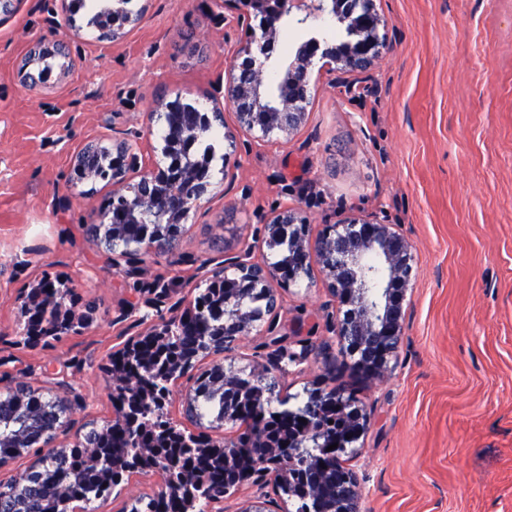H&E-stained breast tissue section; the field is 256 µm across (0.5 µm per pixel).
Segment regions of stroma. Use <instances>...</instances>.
Here are the masks:
<instances>
[{"label":"stroma","mask_w":512,"mask_h":512,"mask_svg":"<svg viewBox=\"0 0 512 512\" xmlns=\"http://www.w3.org/2000/svg\"><path fill=\"white\" fill-rule=\"evenodd\" d=\"M141 22L99 38L66 0H19L0 21V379L50 368L84 405L74 429L112 416L100 363L130 333L127 300L156 280L186 292L199 266L244 250L267 261L263 225L299 209L313 232L356 217L396 225L414 247L404 335L384 380L346 358L329 327L333 310L319 269L283 289L280 333L298 361L280 377L283 408L327 386L353 388L371 423L356 469L363 512H512V0H375L388 53L364 72L312 67V103L294 135L262 142L239 133L236 151L211 139L214 188L172 251L140 273L113 269L87 226L112 182L72 185V158L113 132L152 127L158 97L210 107L248 25L222 0H136ZM64 42L43 87L19 71L36 43ZM232 157L233 188L224 182ZM69 280L98 307L77 336L35 350L19 345L17 298L41 273ZM160 479L134 476L95 512H130Z\"/></svg>","instance_id":"1"}]
</instances>
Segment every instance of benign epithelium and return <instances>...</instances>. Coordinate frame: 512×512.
<instances>
[{"mask_svg":"<svg viewBox=\"0 0 512 512\" xmlns=\"http://www.w3.org/2000/svg\"><path fill=\"white\" fill-rule=\"evenodd\" d=\"M239 17H251L257 27L250 38L229 61L225 69L224 105L212 99L210 112H204L201 123L180 121L173 112H163L168 133L163 136L164 152L171 151L174 141L191 143L217 121L224 120V107L235 115V128L226 129L224 138L237 147L236 134L244 131L258 139L288 137L305 123L310 104V70L315 58L335 63L345 73L366 69L386 47L380 33L382 20L374 0H265L260 11H253L249 0H224ZM334 20L346 25L353 39L344 55L334 47H324L311 38L301 44L292 60L280 65L276 84L268 82L275 57L273 44L280 30L291 21L305 24L309 19ZM28 58L20 71L21 80L29 86L43 81V73L31 69ZM94 151L89 145L74 157V169L85 182L97 179V170L86 164ZM112 208H102L92 220V237L112 253V267L132 274L139 269L144 256L169 248L175 239L161 233L147 234L126 248L119 249L123 225H155L151 218L160 216L185 230L191 211L209 200L212 181L209 172L200 168L190 156L179 165L163 166L143 153L126 137L112 139ZM265 242L271 249L288 246V259L268 263L239 253L218 262L208 260L201 265L206 290L176 299L166 287L148 289L153 298L145 306L171 303L175 316L151 321L142 331L122 341L107 357L101 369L112 377V420L99 429L107 434L112 423L131 426L152 438L149 445L139 447L113 462L111 473L130 477L138 470H150L161 479L159 493L176 489L181 495L184 512H225L224 496L242 484L226 485L220 491L211 488L208 475L193 469L191 462L208 455L214 448H228L230 442L215 434V427L203 426L195 416L196 372L199 362L210 361L214 370V389L224 393V419L237 420L247 408L264 400L272 401L275 391L264 384L269 374L282 369L281 361L296 360L278 347L277 337L282 299L273 285L289 287L309 274L317 264L324 275V288L336 305V318L330 328L353 367L370 379H379L387 371L389 361L397 354L404 335L405 301L410 288L414 254L409 240L391 224L346 218L310 240V225L294 209L275 211L264 223ZM224 284V322L218 332L212 331L198 344L192 358H182L171 350L170 341L191 317L207 315L206 291ZM21 315L26 318L23 344L34 348L57 339L60 334L78 335L92 322L86 299L63 281L45 274L34 279L21 298ZM271 338L276 349L268 365L259 374H250L244 383L233 366H225L229 356L253 332ZM181 388L182 418L173 417L172 388ZM58 417L53 427L39 429L40 413L21 407L10 437L11 446L22 451L37 446L41 452L63 448L73 428L66 416L71 405L54 401ZM333 412L344 427L326 433L323 417ZM305 422H296L295 436L284 448L263 431L255 443L263 448L261 458L248 471L244 481L253 488L251 500L240 512H268L270 493L288 494L293 502L296 494L313 502L324 498L328 512H362V487L352 467L362 448L358 446L370 423V414L362 400L352 391L327 390L314 382L309 399L297 414ZM338 444L331 450L329 446ZM55 512H78L70 492L58 488L54 493Z\"/></svg>","mask_w":512,"mask_h":512,"instance_id":"obj_1","label":"benign epithelium"}]
</instances>
